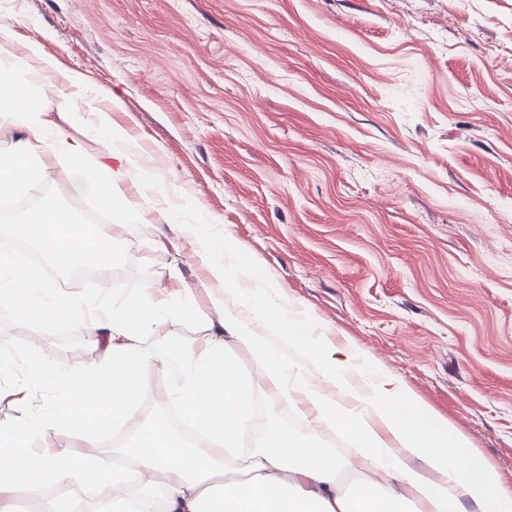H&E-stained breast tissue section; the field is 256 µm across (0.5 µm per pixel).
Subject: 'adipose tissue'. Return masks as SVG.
I'll list each match as a JSON object with an SVG mask.
<instances>
[{"mask_svg": "<svg viewBox=\"0 0 512 512\" xmlns=\"http://www.w3.org/2000/svg\"><path fill=\"white\" fill-rule=\"evenodd\" d=\"M15 16L0 11V112L25 135L0 151V199L23 192L45 175L38 152L63 154L85 192L107 208L117 205L129 174L155 187L159 179L137 145L112 125L88 92L83 74L61 69L39 55V70L63 87L65 110L95 113L88 128L105 139V152L89 154L62 125H48L45 106L35 104L29 59L14 50ZM196 256L222 291L214 299L218 324L202 355L186 342L149 343L151 327L178 320L174 293L145 283L102 314L82 300L49 287L21 262L0 253V304L23 323L52 318L103 338L101 357L80 367L38 364L26 380L14 371L13 355L0 347V399L14 398L23 413L0 423V502L18 486L39 495L71 481V447L46 444L48 432L76 435L84 446L122 429L135 430L127 455L135 471L113 468L112 512H402L404 489L420 495L428 512H512V492L495 468L480 459L463 433L440 421L406 383L353 345L338 346L327 328L287 304L279 286L239 277L245 253L222 239L198 235ZM250 349L261 366V383L287 399L303 396L313 424L329 423L351 436L359 464L380 470L386 482L365 481L358 498L341 493L339 462L307 438L270 427L247 468L233 465L240 439L253 418L257 382L245 378L225 356L227 341ZM158 365L174 376L172 404L206 439L198 448L163 421L143 426L135 416L149 384L142 373ZM51 394L53 407L32 406L36 391ZM41 448H34L35 440ZM160 487L162 503L146 497L130 505L131 485Z\"/></svg>", "mask_w": 512, "mask_h": 512, "instance_id": "obj_1", "label": "adipose tissue"}]
</instances>
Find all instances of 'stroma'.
<instances>
[{
  "mask_svg": "<svg viewBox=\"0 0 512 512\" xmlns=\"http://www.w3.org/2000/svg\"><path fill=\"white\" fill-rule=\"evenodd\" d=\"M17 53L82 73L166 190L227 230L252 275L400 377L512 491V0H11ZM84 140L88 113L33 89ZM142 225L102 226L130 281L176 291L149 340L201 341L217 289L192 236L122 186ZM179 267L181 277L168 279ZM0 345L58 366L83 328L18 322ZM263 423L313 437L355 495V444L270 393Z\"/></svg>",
  "mask_w": 512,
  "mask_h": 512,
  "instance_id": "stroma-1",
  "label": "stroma"
}]
</instances>
